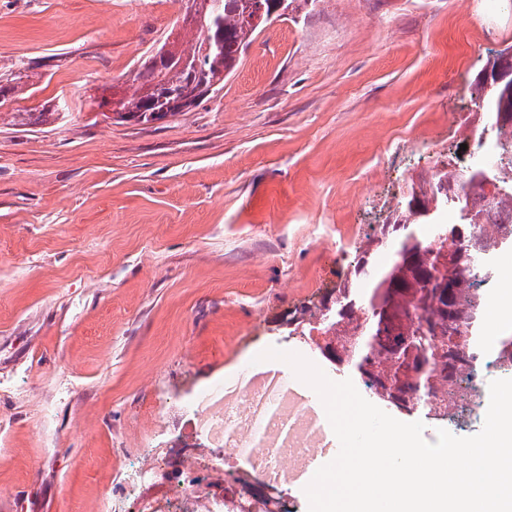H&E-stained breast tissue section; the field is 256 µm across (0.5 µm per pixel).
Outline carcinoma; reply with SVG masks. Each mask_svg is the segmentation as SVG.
Masks as SVG:
<instances>
[{"label":"carcinoma","mask_w":512,"mask_h":512,"mask_svg":"<svg viewBox=\"0 0 512 512\" xmlns=\"http://www.w3.org/2000/svg\"><path fill=\"white\" fill-rule=\"evenodd\" d=\"M205 23L189 25L173 45L186 66L163 71L141 59L132 92L121 100L118 122L152 123L189 110L177 103L185 88L200 97L220 92L237 69L245 50L268 23L250 21L257 0H192ZM18 73L0 85V107L27 85ZM485 92L480 135L488 134L508 155V167L482 175L453 166L430 179L411 182L404 197L367 238L343 282L336 288V314L315 330L319 350H335L334 361L359 377L378 399L431 414L439 407L455 413L460 382L482 357L478 326L484 296L476 284L490 271L492 253L512 245V100L501 88ZM492 182L490 200L484 185ZM446 187L454 224H442L434 204ZM463 246L444 248L447 241ZM393 248L388 265L376 256Z\"/></svg>","instance_id":"obj_1"}]
</instances>
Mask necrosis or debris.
Listing matches in <instances>:
<instances>
[{
  "label": "necrosis or debris",
  "instance_id": "obj_1",
  "mask_svg": "<svg viewBox=\"0 0 512 512\" xmlns=\"http://www.w3.org/2000/svg\"><path fill=\"white\" fill-rule=\"evenodd\" d=\"M187 411L191 429L205 434L214 451L232 448L249 455L250 484L237 481L217 492L213 476L202 475L187 449L172 448L162 456L148 451L124 474L134 491L129 507L106 495L99 512H269L268 496L290 485V468L326 449L322 403L305 401L300 390L279 392L260 377L241 392L214 383Z\"/></svg>",
  "mask_w": 512,
  "mask_h": 512
}]
</instances>
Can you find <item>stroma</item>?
<instances>
[{"instance_id":"1","label":"stroma","mask_w":512,"mask_h":512,"mask_svg":"<svg viewBox=\"0 0 512 512\" xmlns=\"http://www.w3.org/2000/svg\"><path fill=\"white\" fill-rule=\"evenodd\" d=\"M182 30L179 0H0V76L32 88L0 107V512H98L145 450L209 456L163 415L267 348L349 379L289 313L412 179L495 165L476 83L512 0H315L190 111L113 120Z\"/></svg>"}]
</instances>
